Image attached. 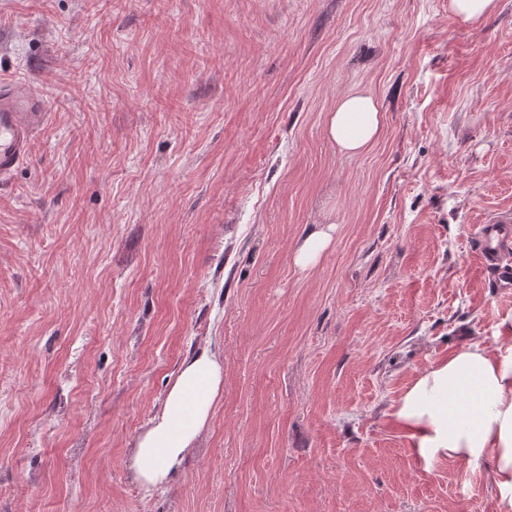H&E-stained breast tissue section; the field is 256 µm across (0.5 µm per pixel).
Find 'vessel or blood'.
<instances>
[{
  "label": "vessel or blood",
  "instance_id": "b4317fda",
  "mask_svg": "<svg viewBox=\"0 0 512 512\" xmlns=\"http://www.w3.org/2000/svg\"><path fill=\"white\" fill-rule=\"evenodd\" d=\"M48 117L44 97L23 80L0 82V181L6 180L29 156L35 133ZM481 256L487 270L498 279H512L511 269L499 268L498 253L502 242L512 237V220L495 218L481 230Z\"/></svg>",
  "mask_w": 512,
  "mask_h": 512
}]
</instances>
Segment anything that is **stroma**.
Here are the masks:
<instances>
[{
    "instance_id": "1",
    "label": "stroma",
    "mask_w": 512,
    "mask_h": 512,
    "mask_svg": "<svg viewBox=\"0 0 512 512\" xmlns=\"http://www.w3.org/2000/svg\"><path fill=\"white\" fill-rule=\"evenodd\" d=\"M15 78L50 118L0 182V512H506L391 401L512 320L479 236L512 214V0H0ZM355 92L383 127L349 156ZM204 350L212 420L145 492L135 440ZM498 0H448V15L465 23H476L493 15ZM381 131V107L371 93L349 94L340 98L327 116L326 133L344 153L365 151L379 138ZM329 224L326 228L320 227L310 231L298 241L294 250V263L299 268L306 270L315 266L331 242Z\"/></svg>"
}]
</instances>
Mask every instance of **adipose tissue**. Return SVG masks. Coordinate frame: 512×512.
I'll return each mask as SVG.
<instances>
[{
    "label": "adipose tissue",
    "instance_id": "obj_1",
    "mask_svg": "<svg viewBox=\"0 0 512 512\" xmlns=\"http://www.w3.org/2000/svg\"><path fill=\"white\" fill-rule=\"evenodd\" d=\"M382 131L370 93L340 98L326 133L342 152L358 154ZM490 346L472 341L416 374L392 405V417L424 465L446 458L470 470L492 464V490L512 508V322ZM224 390V357L202 351L180 365L160 410L138 435L130 468L145 490L166 484L210 423Z\"/></svg>",
    "mask_w": 512,
    "mask_h": 512
}]
</instances>
